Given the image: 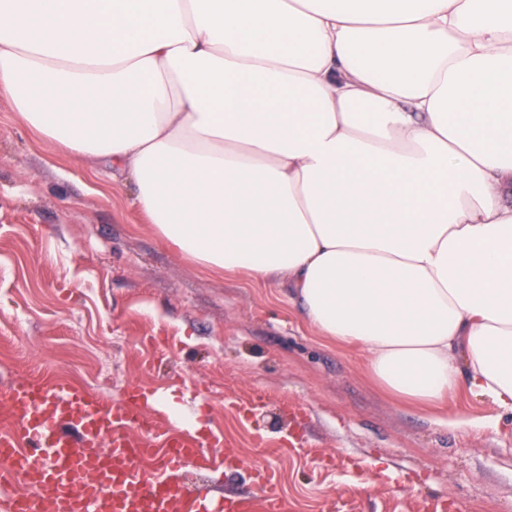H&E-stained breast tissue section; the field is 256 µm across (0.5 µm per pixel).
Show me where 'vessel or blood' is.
<instances>
[{
    "label": "vessel or blood",
    "instance_id": "1",
    "mask_svg": "<svg viewBox=\"0 0 512 512\" xmlns=\"http://www.w3.org/2000/svg\"><path fill=\"white\" fill-rule=\"evenodd\" d=\"M139 387L112 402L68 381L15 380L0 394L11 420L0 430V512H252L248 497L190 498L187 465L238 466L220 438L169 437L145 408ZM153 463L144 473L143 463ZM265 512H287L269 471L256 468ZM27 491L15 493L12 475Z\"/></svg>",
    "mask_w": 512,
    "mask_h": 512
}]
</instances>
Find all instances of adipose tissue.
<instances>
[{
	"mask_svg": "<svg viewBox=\"0 0 512 512\" xmlns=\"http://www.w3.org/2000/svg\"><path fill=\"white\" fill-rule=\"evenodd\" d=\"M0 94L397 398L512 414V0H0Z\"/></svg>",
	"mask_w": 512,
	"mask_h": 512,
	"instance_id": "1",
	"label": "adipose tissue"
}]
</instances>
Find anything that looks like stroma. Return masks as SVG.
<instances>
[{"label":"stroma","mask_w":512,"mask_h":512,"mask_svg":"<svg viewBox=\"0 0 512 512\" xmlns=\"http://www.w3.org/2000/svg\"><path fill=\"white\" fill-rule=\"evenodd\" d=\"M129 179L37 139L0 95V390L65 379L123 399L172 396L158 427L219 431L238 469L188 466L191 497L288 512H512V416L460 389L422 411L383 391L353 344L322 336L285 283L176 254ZM305 442L284 451L289 433ZM255 473L263 489V503L266 512H287L285 501L267 469L256 467Z\"/></svg>","instance_id":"1"}]
</instances>
